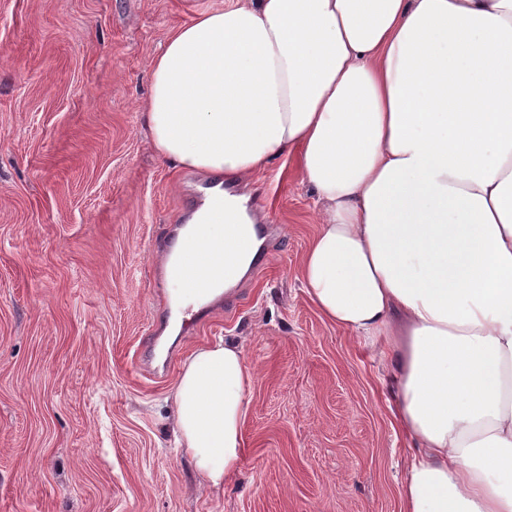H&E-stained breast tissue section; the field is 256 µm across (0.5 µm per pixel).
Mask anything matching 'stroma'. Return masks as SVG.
<instances>
[{
    "instance_id": "obj_1",
    "label": "stroma",
    "mask_w": 512,
    "mask_h": 512,
    "mask_svg": "<svg viewBox=\"0 0 512 512\" xmlns=\"http://www.w3.org/2000/svg\"><path fill=\"white\" fill-rule=\"evenodd\" d=\"M224 0H0V512H402L410 449L377 358L299 271L319 206L296 157L246 187L282 234L233 309L137 362L165 309L154 245L209 178L158 158L142 104L168 33ZM253 371L242 466L199 487L168 426L182 361L218 338ZM170 317L171 310L167 311L162 317L157 319L154 325V333L152 336L149 337V343L142 348L139 355V360L141 364L144 365L146 368L150 369V371H152L153 374L155 375L164 374L168 370L170 365V359L174 352L168 350L161 365L155 364V350L169 323Z\"/></svg>"
}]
</instances>
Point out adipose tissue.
I'll list each match as a JSON object with an SVG mask.
<instances>
[{"mask_svg":"<svg viewBox=\"0 0 512 512\" xmlns=\"http://www.w3.org/2000/svg\"><path fill=\"white\" fill-rule=\"evenodd\" d=\"M149 74L159 158L246 182L297 156L320 205L301 285L380 354L413 450L402 512H512V0H231L173 29ZM186 232L216 257L209 300L260 245L221 193ZM251 378L220 338L172 390L211 490L241 467Z\"/></svg>","mask_w":512,"mask_h":512,"instance_id":"ef3b65f1","label":"adipose tissue"}]
</instances>
